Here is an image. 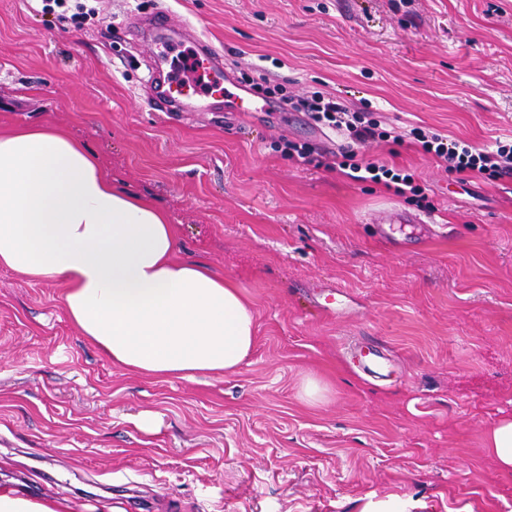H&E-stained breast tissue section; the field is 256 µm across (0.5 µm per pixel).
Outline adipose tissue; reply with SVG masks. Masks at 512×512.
Listing matches in <instances>:
<instances>
[{"mask_svg": "<svg viewBox=\"0 0 512 512\" xmlns=\"http://www.w3.org/2000/svg\"><path fill=\"white\" fill-rule=\"evenodd\" d=\"M177 252L166 212L113 185L66 129L0 133V269L62 284L67 319L132 372L235 371L254 345L252 307Z\"/></svg>", "mask_w": 512, "mask_h": 512, "instance_id": "obj_1", "label": "adipose tissue"}]
</instances>
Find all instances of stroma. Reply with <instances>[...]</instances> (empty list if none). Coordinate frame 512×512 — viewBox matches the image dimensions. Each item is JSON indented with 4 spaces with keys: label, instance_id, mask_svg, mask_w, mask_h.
Wrapping results in <instances>:
<instances>
[{
    "label": "stroma",
    "instance_id": "35a3bbf8",
    "mask_svg": "<svg viewBox=\"0 0 512 512\" xmlns=\"http://www.w3.org/2000/svg\"><path fill=\"white\" fill-rule=\"evenodd\" d=\"M86 4L79 28L0 0V130L64 127L162 208L178 258L251 303L254 346L224 375L135 374L67 319L61 285L0 269V487L63 512H512L484 447L512 416V176L445 171L409 138L360 149L413 171L419 202L348 179L344 139L304 113L167 117L160 48L133 25L167 12L231 81L487 147L512 140V0ZM390 209L409 222L379 229Z\"/></svg>",
    "mask_w": 512,
    "mask_h": 512
}]
</instances>
